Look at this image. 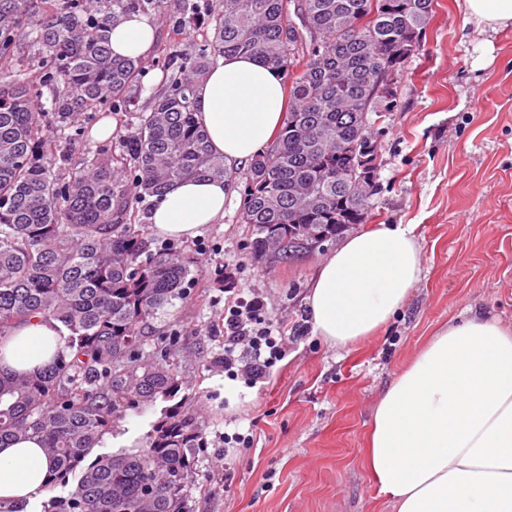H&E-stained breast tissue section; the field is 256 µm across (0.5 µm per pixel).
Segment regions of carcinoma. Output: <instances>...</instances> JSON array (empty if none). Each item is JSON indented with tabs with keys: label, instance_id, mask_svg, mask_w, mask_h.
I'll use <instances>...</instances> for the list:
<instances>
[{
	"label": "carcinoma",
	"instance_id": "cac0c4a2",
	"mask_svg": "<svg viewBox=\"0 0 512 512\" xmlns=\"http://www.w3.org/2000/svg\"><path fill=\"white\" fill-rule=\"evenodd\" d=\"M0 0V341L35 317L63 345L30 374L0 369V447L36 439L42 512H194L204 427L180 398L175 337L142 327L189 295L185 249L154 242L144 203L187 179L241 189L238 220L255 263H282L365 221L378 190L369 114L395 106L388 78L418 55L434 0H185L206 22L202 48L172 50L145 105L143 60L112 56L109 28L166 0ZM252 56L283 74L288 94L273 145L230 169L192 108L218 58ZM124 117L114 147L90 141L97 113ZM84 144L83 167L60 142ZM166 402L135 451H92L129 410Z\"/></svg>",
	"mask_w": 512,
	"mask_h": 512
}]
</instances>
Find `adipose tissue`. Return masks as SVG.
I'll return each mask as SVG.
<instances>
[{
  "mask_svg": "<svg viewBox=\"0 0 512 512\" xmlns=\"http://www.w3.org/2000/svg\"><path fill=\"white\" fill-rule=\"evenodd\" d=\"M477 28L512 25V0H465ZM156 25L126 16L110 32L112 53L143 58ZM285 104L280 73L250 56L227 55L195 88L193 109L215 154L239 167L265 151ZM223 180H185L153 199L157 234L193 239L224 218ZM422 274L410 229L380 224L344 238L320 264L306 298L314 335L331 346L357 344L386 326ZM58 345L57 324L40 318L0 344V366L33 373ZM367 466L395 512H512V331L471 312L449 320L379 399ZM50 463L40 443L0 447V512H29L45 497Z\"/></svg>",
  "mask_w": 512,
  "mask_h": 512,
  "instance_id": "adipose-tissue-1",
  "label": "adipose tissue"
}]
</instances>
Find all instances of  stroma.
<instances>
[{"label":"stroma","instance_id":"stroma-1","mask_svg":"<svg viewBox=\"0 0 512 512\" xmlns=\"http://www.w3.org/2000/svg\"><path fill=\"white\" fill-rule=\"evenodd\" d=\"M201 31L156 23L145 87L157 60L197 49ZM489 64L474 69L480 43ZM424 47L391 82L397 105L375 118L379 185L367 224H409L423 273L377 336L338 348L313 336L305 298L334 242L288 263H251L247 225L232 195L224 219L192 239L191 298L166 321L178 337L182 390L206 430L196 451V512H393L365 465L373 411L387 386L449 319L475 307L512 328V26L481 31L464 0H435ZM262 295L289 338L264 386L226 380V289ZM128 412L101 451L141 445L160 417ZM252 431L254 446L224 460V434ZM233 479L225 481V465Z\"/></svg>","mask_w":512,"mask_h":512}]
</instances>
